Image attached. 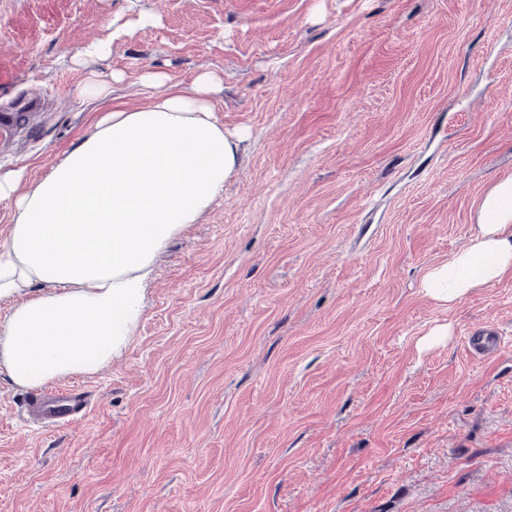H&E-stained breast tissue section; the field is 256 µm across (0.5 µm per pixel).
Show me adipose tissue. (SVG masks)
Returning <instances> with one entry per match:
<instances>
[{
	"label": "adipose tissue",
	"instance_id": "ef3b65f1",
	"mask_svg": "<svg viewBox=\"0 0 512 512\" xmlns=\"http://www.w3.org/2000/svg\"><path fill=\"white\" fill-rule=\"evenodd\" d=\"M142 108L114 109L39 183L0 175L15 222L0 242V375L38 388L90 375L126 345L143 314L155 261L197 222L240 165L241 134L225 131L211 96L220 79L190 90L144 70ZM512 276V179L485 196L465 248L427 271L422 286L456 303Z\"/></svg>",
	"mask_w": 512,
	"mask_h": 512
}]
</instances>
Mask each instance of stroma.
I'll list each match as a JSON object with an SVG mask.
<instances>
[{
	"instance_id": "stroma-1",
	"label": "stroma",
	"mask_w": 512,
	"mask_h": 512,
	"mask_svg": "<svg viewBox=\"0 0 512 512\" xmlns=\"http://www.w3.org/2000/svg\"><path fill=\"white\" fill-rule=\"evenodd\" d=\"M148 67L220 75L241 164L122 352L53 381L85 418L31 426L0 377V512H512V276L421 286L512 178V0H0V112L30 115L0 173L34 185L147 105ZM484 325L496 356L467 348ZM121 80V76L112 72L109 80L100 79L97 76L90 78L87 83L82 86L78 95L80 97L105 98L112 92V82Z\"/></svg>"
}]
</instances>
